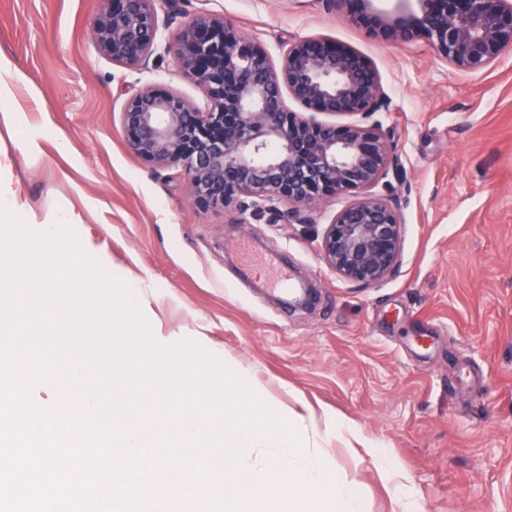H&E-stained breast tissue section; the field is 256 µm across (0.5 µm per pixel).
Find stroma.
I'll return each mask as SVG.
<instances>
[{"label":"stroma","instance_id":"stroma-1","mask_svg":"<svg viewBox=\"0 0 512 512\" xmlns=\"http://www.w3.org/2000/svg\"><path fill=\"white\" fill-rule=\"evenodd\" d=\"M102 0H0V54L22 73L0 120V185L28 224L79 215L78 240L141 289L153 336L184 338L234 364L283 407L340 416L383 449L384 483L364 448L320 435L362 512H512V53L457 73L421 39L390 44L351 25L330 0H180L163 41L206 11L279 57L283 42L323 36L377 69L375 113L395 145L388 193L403 222L396 274L362 287L325 264L315 225L192 204L186 176L130 149L120 124L138 89L170 87L202 103L173 54L149 68L112 64L91 25ZM306 280L311 308L285 305L264 259Z\"/></svg>","mask_w":512,"mask_h":512}]
</instances>
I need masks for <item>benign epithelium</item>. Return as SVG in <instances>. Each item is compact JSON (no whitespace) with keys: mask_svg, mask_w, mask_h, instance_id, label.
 I'll list each match as a JSON object with an SVG mask.
<instances>
[{"mask_svg":"<svg viewBox=\"0 0 512 512\" xmlns=\"http://www.w3.org/2000/svg\"><path fill=\"white\" fill-rule=\"evenodd\" d=\"M330 2L385 40H425L457 71L490 69L512 51V0H415V7L397 12L377 10L372 0ZM164 25L156 0H103L93 34L112 63L145 68ZM167 50L206 105L171 88L133 93L121 125L136 155L154 168L183 169L201 209L268 213L274 220L286 215L304 224L328 199L354 192L358 197L322 233V258L338 277L360 286L394 275L402 248L398 201L373 189L397 172L395 146L380 124L356 120L385 106L366 57L305 38L283 43L276 64L261 44L205 12L181 27ZM287 98L350 122H318L290 110ZM316 298L305 283L288 306L306 309Z\"/></svg>","mask_w":512,"mask_h":512,"instance_id":"obj_1","label":"benign epithelium"}]
</instances>
